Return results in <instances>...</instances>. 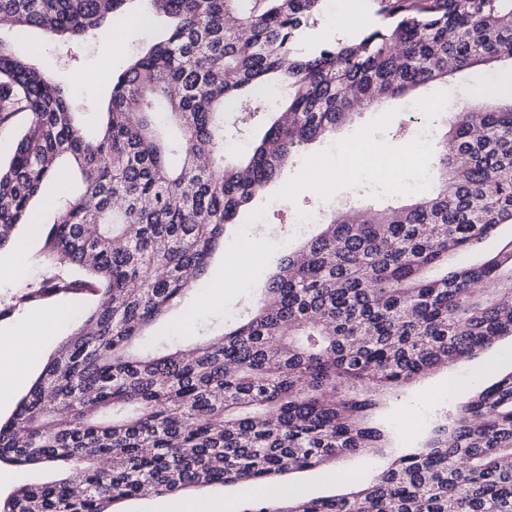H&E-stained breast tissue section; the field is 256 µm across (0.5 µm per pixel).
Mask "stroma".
Wrapping results in <instances>:
<instances>
[{
  "instance_id": "1",
  "label": "stroma",
  "mask_w": 512,
  "mask_h": 512,
  "mask_svg": "<svg viewBox=\"0 0 512 512\" xmlns=\"http://www.w3.org/2000/svg\"><path fill=\"white\" fill-rule=\"evenodd\" d=\"M144 9L143 0H130L115 23L118 37L108 48L97 34L70 46L50 39L37 28L29 29L22 37L17 36L14 29H1L0 42L16 53L32 55L45 73L64 85L70 94L76 123L92 138L105 120L113 76L133 56L163 37L170 27L169 19L161 15L148 24L139 22L138 16ZM349 19L354 22L353 27H347L351 37L372 25L365 0H329L317 25L305 33L302 46L329 40L330 30L346 26ZM91 72L96 74L97 80L89 85L84 77ZM489 76L487 69L475 68L464 75L449 76L447 82L429 87L422 96L398 97L376 107L360 109L351 123L304 148L281 179L268 185L254 204L241 211L234 224L227 226L224 247L211 258V274L189 301L168 311L159 340L174 341L182 348H189L194 343V333H217L224 324L226 312L240 311L254 301L259 288L277 272L285 251L300 249L306 237L322 230L321 225L313 224L306 232H297L291 222L296 211L345 207L371 212L413 202L417 194L412 186L419 177L421 163L411 154L414 136L411 114L417 112L421 99L432 101L436 116L431 120V149L439 151L448 138L449 107L461 100L477 99ZM349 141L361 142L369 156L396 159V174L377 178L342 176L319 183L317 170L336 167L339 161L336 147ZM64 186L74 189L80 186L78 174L67 164L57 177L45 183L40 199L31 203L27 223L15 226L13 247L0 251V268L14 264L19 258L25 264L23 277H0V340L17 337L19 343L36 356L29 379L20 386H13L11 379H0V390L11 393L8 401L0 403L1 419L11 415L29 391L33 378L38 377L59 345L77 327L80 315L97 301L95 295L82 291L54 295L40 305L11 313L4 310L26 283L40 279L46 269L47 257L40 230L56 220L58 210L44 208L42 202L55 197ZM276 198L283 199V207L270 209V201ZM233 262L250 268L252 276L248 282L239 283L231 277L229 265ZM218 282L223 283L224 294L216 299L211 290ZM48 309L59 311L60 319L52 323L43 321L41 315ZM187 319L192 322L188 332L182 326ZM489 368L501 373L512 371V336L502 337L475 355L383 398L373 415L374 421L388 431V446L383 452L340 458L332 476L322 470L308 469L285 476V483L299 489L303 497L317 498L347 492V485L338 480L339 474L347 473L361 481L371 480L391 455L420 447L442 412L467 401L475 377ZM186 495L208 501L212 512H243L247 503L255 500L257 488L240 483L212 484L188 490Z\"/></svg>"
}]
</instances>
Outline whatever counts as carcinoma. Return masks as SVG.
I'll list each match as a JSON object with an SVG mask.
<instances>
[{"label":"carcinoma","instance_id":"carcinoma-1","mask_svg":"<svg viewBox=\"0 0 512 512\" xmlns=\"http://www.w3.org/2000/svg\"><path fill=\"white\" fill-rule=\"evenodd\" d=\"M127 2L0 0V16L75 43ZM368 2L374 26L303 53L324 0H149L173 26L113 78L94 140L64 89L0 44V123L30 116L0 164V249L62 161L82 180L45 235L44 278L10 309L100 293L0 422V463L61 478L18 486L0 512H115L127 498L260 485L380 453L387 436L369 420L379 397L512 336V239L428 275L512 224V90L497 86L451 108L434 194L331 214L222 335L188 351L150 344V327L208 274L224 226L306 145L360 107L512 59V0ZM270 91L279 116L246 160L224 155V113ZM480 383L370 484L290 491L243 512H512V371Z\"/></svg>","mask_w":512,"mask_h":512}]
</instances>
